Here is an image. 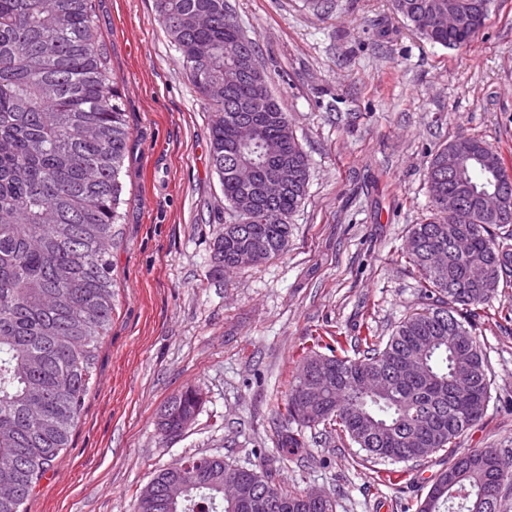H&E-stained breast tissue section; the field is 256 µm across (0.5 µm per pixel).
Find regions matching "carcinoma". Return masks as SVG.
I'll return each mask as SVG.
<instances>
[{
  "label": "carcinoma",
  "instance_id": "obj_1",
  "mask_svg": "<svg viewBox=\"0 0 512 512\" xmlns=\"http://www.w3.org/2000/svg\"><path fill=\"white\" fill-rule=\"evenodd\" d=\"M486 0H392L423 38L459 48L478 38ZM156 12L182 55L191 81L213 109L212 159L230 223L213 243L215 271L256 266L284 251L293 215L305 198L310 162L288 113L269 89L256 42L224 0H155ZM456 13L455 30L439 20ZM131 132L117 83L107 67L93 0H0V512H26L37 483L70 447L84 407L98 349L112 319V248L122 219L121 173ZM460 168L448 174V150ZM293 172L278 199L261 185L277 170ZM512 188L502 154L475 136L458 135L434 154L427 172L430 217L413 225L404 257L421 275L427 307L404 319L387 340L367 330L362 356L334 354L336 335L314 336L289 382L285 422L345 435L373 462L418 461L455 441L483 417L491 398L488 364L470 318L497 294L512 268V251L498 234L507 218L486 212L472 191L486 178ZM466 199L460 229L471 240L458 255L448 238V195ZM482 266L485 282L470 279ZM333 352L325 356L317 349ZM328 379L318 420L306 419L305 392L315 361ZM186 388L159 416L162 435L200 411ZM501 449L452 454L418 512H500L512 490V470L499 469ZM278 458L235 467L221 456H189L158 471L186 492L167 501L144 489L134 512H268L266 499L247 511L224 498V478L249 493L262 486L288 512H335L277 479Z\"/></svg>",
  "mask_w": 512,
  "mask_h": 512
}]
</instances>
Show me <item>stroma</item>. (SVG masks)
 Here are the masks:
<instances>
[{
	"mask_svg": "<svg viewBox=\"0 0 512 512\" xmlns=\"http://www.w3.org/2000/svg\"><path fill=\"white\" fill-rule=\"evenodd\" d=\"M256 40L269 87L310 160L287 249L213 270L227 215L214 169L212 112L188 77L154 0H94L95 21L132 133L123 218L112 251V321L71 446L27 512H133L154 473L194 454L240 465L276 454L277 405L311 335L388 339L421 311L418 271L401 250L429 215L427 168L458 133L512 166V0H494L479 37L448 49L417 33L390 0H230ZM473 336L492 377L482 420L461 448L512 449V283L481 310ZM202 397L184 432L157 417L185 388ZM279 463L290 490L319 489L336 512H417L449 460L374 464L345 436L304 433Z\"/></svg>",
	"mask_w": 512,
	"mask_h": 512,
	"instance_id": "35a3bbf8",
	"label": "stroma"
}]
</instances>
